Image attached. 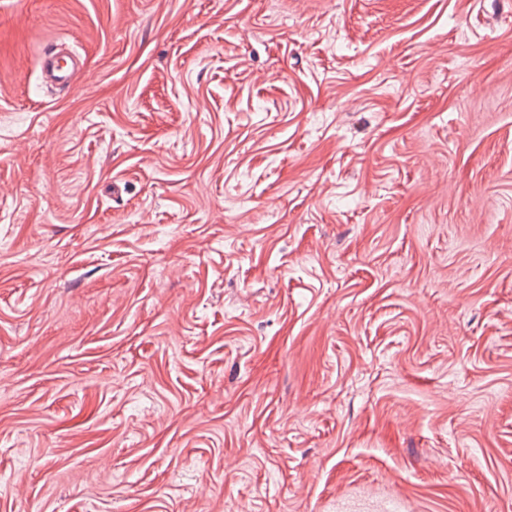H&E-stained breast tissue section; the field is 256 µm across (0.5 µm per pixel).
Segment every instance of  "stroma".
Listing matches in <instances>:
<instances>
[{
    "instance_id": "35a3bbf8",
    "label": "stroma",
    "mask_w": 512,
    "mask_h": 512,
    "mask_svg": "<svg viewBox=\"0 0 512 512\" xmlns=\"http://www.w3.org/2000/svg\"><path fill=\"white\" fill-rule=\"evenodd\" d=\"M0 512H512V0H0ZM62 44H52L39 57L40 76L43 82L60 90L75 89L81 67L73 58L62 56ZM62 56V57H61Z\"/></svg>"
}]
</instances>
